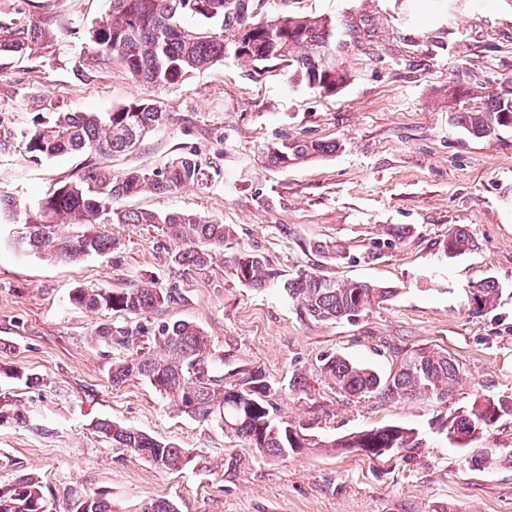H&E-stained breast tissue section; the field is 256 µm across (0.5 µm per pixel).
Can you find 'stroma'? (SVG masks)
<instances>
[{
  "label": "stroma",
  "instance_id": "35a3bbf8",
  "mask_svg": "<svg viewBox=\"0 0 512 512\" xmlns=\"http://www.w3.org/2000/svg\"><path fill=\"white\" fill-rule=\"evenodd\" d=\"M110 0H0V25L41 21L36 50L0 55V492L20 475L41 479L48 512L99 493L137 512L165 497L178 512H512V462L471 465L473 448L512 450V418L451 444L438 422L478 394L512 395V129L476 139L450 119L452 88L512 82V0H267L266 15L336 22L351 79L324 96L270 66L251 73L228 58L181 85L155 88L119 61L97 55L87 33ZM143 99L167 114L133 152L45 158L23 136L56 112L106 113ZM295 138L336 142L335 153L288 168L268 146ZM195 154L198 184L120 201L124 210L186 211L233 225L231 250L261 253L287 278L321 269L340 281L393 287L394 296L337 324L301 313L281 283H240L222 257L198 268L157 224H109L116 247L75 263L18 246L27 213L86 167L119 176ZM465 225L470 253L451 257L449 228ZM392 227L408 228L390 240ZM320 240L344 258L329 265L308 249ZM377 260H368V252ZM500 286L494 307L474 312L470 290ZM175 302L142 316L71 304L75 288H126L142 280ZM190 321L215 356L263 369L281 386L272 416L321 441L387 425L411 427L423 445L404 458L310 448L260 456L213 420L177 411L147 383L116 387L115 359L151 342L161 325ZM109 324L138 333L122 347L100 339ZM447 350L465 372L452 399L391 402L344 397L324 382L295 393L292 372L341 355L388 373L398 352ZM25 423H15V413ZM130 426L198 455V466L164 472L115 445L95 424Z\"/></svg>",
  "mask_w": 512,
  "mask_h": 512
}]
</instances>
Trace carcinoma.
<instances>
[{
    "instance_id": "obj_1",
    "label": "carcinoma",
    "mask_w": 512,
    "mask_h": 512,
    "mask_svg": "<svg viewBox=\"0 0 512 512\" xmlns=\"http://www.w3.org/2000/svg\"><path fill=\"white\" fill-rule=\"evenodd\" d=\"M265 0H111V9L95 24L101 41L92 46L97 54L121 60L137 81L158 88L181 84L189 74L210 68L231 55L250 71L272 64L303 84L326 96L334 95L350 79L341 66L334 39L335 25L329 17L288 15L260 17ZM192 17L198 26L185 24ZM48 31L41 22L14 31L0 26V54L20 53L40 43ZM460 96L479 100V105L453 113V119L478 139H491L502 128L512 127V84L460 89ZM165 120L149 100L131 103L106 115L98 112H59L53 121L40 124L26 135L25 149L35 156L61 157L83 153L117 154L132 151L145 135ZM334 142L290 139L268 148L267 162L286 168L336 151ZM200 165L195 155L182 154L162 169H131L121 176H104L92 168L75 181L66 182L47 193L26 223L36 229L25 250L33 254L76 262L85 256L105 255L114 239L98 230V224H159L161 230L181 245L175 255L179 264L202 267L213 252L232 240L228 224L208 220L188 212L157 214L114 207L124 198L145 192L168 194L199 183ZM82 224L80 235L65 228ZM309 249L333 264L343 254L321 241ZM472 235L462 226L448 230L443 243L446 254L456 256L471 251ZM57 253H52V249ZM238 280L249 288H265L280 277L256 252L224 254ZM283 289L305 315L317 322L339 323L392 296V290L365 282H343L321 272L305 270L284 281ZM499 285L484 278L473 286L474 301L494 305ZM175 300L150 282L129 288H76L70 301L90 311L112 309L135 315L147 314ZM97 336L118 344L130 342L127 331L103 325ZM209 337L194 323L175 321L161 327L154 347L112 364V386L134 379L143 380L166 397L181 413L199 419L218 418L224 431L243 438L260 455L283 458L308 448L334 452L356 451L368 458L385 448L399 455L422 447L413 428L387 425L350 433L338 440L316 441L286 421L270 413L274 387L259 367H236L220 376L209 370ZM463 367L444 350L421 347L405 352L397 370L382 375L375 369L345 357L326 358L315 375L345 397L379 394L389 401L451 399L462 379ZM512 417V395L478 394L471 404L453 411L442 422L448 440L459 448L469 445L476 430L495 427ZM96 428L113 442L152 462L158 469L180 472L196 459L171 442L156 439L132 427L99 422ZM0 512H47L41 481L29 475L16 478L13 493L0 495ZM71 512H123L111 499L100 494L73 502ZM140 512H177L164 497L142 504Z\"/></svg>"
}]
</instances>
